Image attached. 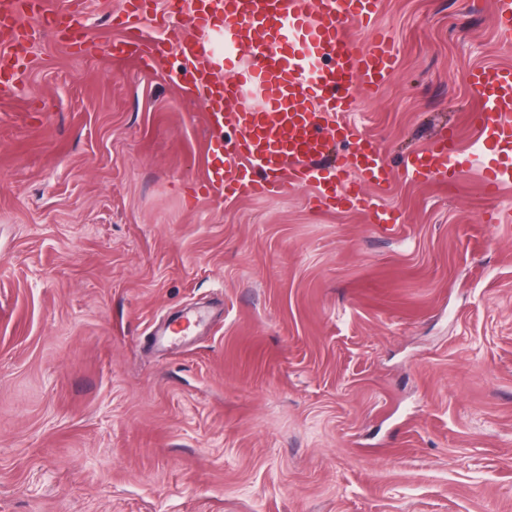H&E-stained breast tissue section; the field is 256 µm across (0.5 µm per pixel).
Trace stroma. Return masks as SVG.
Wrapping results in <instances>:
<instances>
[{
  "label": "stroma",
  "instance_id": "obj_1",
  "mask_svg": "<svg viewBox=\"0 0 512 512\" xmlns=\"http://www.w3.org/2000/svg\"><path fill=\"white\" fill-rule=\"evenodd\" d=\"M167 9L140 21L153 65L47 36L0 106V512H512V185L402 173L448 128L473 152L468 71L512 66L493 0H381L397 68L349 120L395 234L307 186L203 195ZM124 13L86 0L89 39Z\"/></svg>",
  "mask_w": 512,
  "mask_h": 512
}]
</instances>
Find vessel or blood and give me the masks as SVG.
<instances>
[{"mask_svg": "<svg viewBox=\"0 0 512 512\" xmlns=\"http://www.w3.org/2000/svg\"><path fill=\"white\" fill-rule=\"evenodd\" d=\"M379 6L380 0H190L186 5L173 0V13L186 14L193 28L223 35L219 48L225 63L235 62L240 46L252 57L227 83L215 64L204 60L195 38L177 47L176 81L208 105V146L217 163L204 179V193L267 196L306 185L319 207L363 211L385 230L396 228L394 212L363 193L364 185L388 184L392 171L377 141L348 120L359 91L379 90L396 70L384 35L363 51L351 39V26H370ZM82 9L81 0L65 8L51 0H0V42L7 45L0 52L1 102L22 92L24 81L14 68L44 35L66 41L74 52L92 51V42L78 35ZM164 50L142 36L108 48L112 55ZM469 82L483 107L478 119L483 191L494 197L512 182V67L475 68ZM331 123L332 141L324 135ZM229 125L238 131L232 141L224 138ZM467 162L451 132L408 156L404 174L417 182L456 184Z\"/></svg>", "mask_w": 512, "mask_h": 512, "instance_id": "obj_1", "label": "vessel or blood"}]
</instances>
